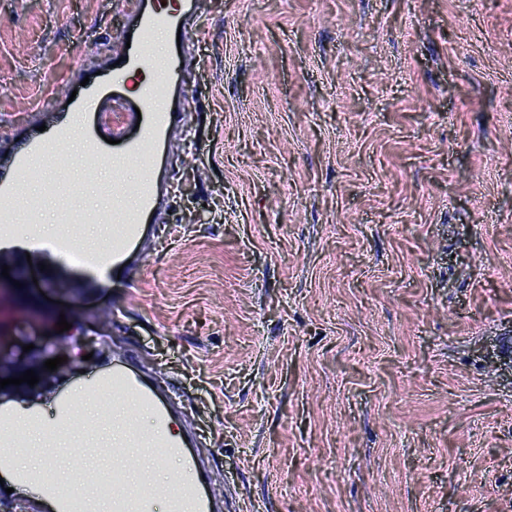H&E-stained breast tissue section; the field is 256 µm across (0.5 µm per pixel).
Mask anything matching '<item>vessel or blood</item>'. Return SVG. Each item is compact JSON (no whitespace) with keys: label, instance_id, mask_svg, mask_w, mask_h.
Wrapping results in <instances>:
<instances>
[{"label":"vessel or blood","instance_id":"vessel-or-blood-1","mask_svg":"<svg viewBox=\"0 0 512 512\" xmlns=\"http://www.w3.org/2000/svg\"><path fill=\"white\" fill-rule=\"evenodd\" d=\"M196 8V0H139L137 8L128 13L125 31L130 43L119 46L111 55V64L93 74L84 60H77L73 73L79 83L71 103L65 104L58 115L46 118L45 131L29 130L23 137L10 136L0 140V203L15 201L21 188L30 182L36 165H44L48 178L66 184L67 175L59 166L50 164L48 149L81 137L83 143L96 155L112 159L113 174H121L126 163L139 161L151 168H159V155L167 151L173 129L181 121L179 109L168 102L159 101L161 92L177 86L178 74L171 63L154 61L149 52V39L155 31L164 30L188 45L185 34L186 20ZM111 98L112 117H105L98 108L102 98ZM82 115L81 126H74V115ZM138 205L121 212L113 210L111 201H104L100 209L86 214L70 211L67 194L63 189L51 198V206L63 214L55 247L67 253L80 252L84 266L105 270L128 264L133 257L142 255L145 235L143 228L152 223L169 197L164 178L154 176L142 181L136 188ZM112 221V247L104 249L93 242L79 238L76 227L80 224H100ZM109 387L113 396L130 405L124 429L112 440L99 439V421L93 417H78L79 395H91L100 387ZM53 426L61 431H75L74 447L89 448L98 459L111 460L118 448H163L168 456L180 458L187 472H194L197 459L188 449L182 435L169 434L165 426L170 419L167 409L161 408L153 391L143 385L138 376L126 369L113 370L111 375L90 380L82 392L58 394L54 400ZM154 410L158 430L150 436L142 435L138 414L141 409ZM12 409L0 406V479L26 491L39 512H72L73 505L58 486H45L30 473L16 470L8 453L14 445ZM82 474L83 512H98L94 494L102 479L96 468L84 466L75 460ZM143 493L128 490L126 474L120 466L112 468V512H148L153 497L167 499L169 512H216V495L212 487L198 480L179 481L166 486L155 485L150 475H143Z\"/></svg>","mask_w":512,"mask_h":512}]
</instances>
